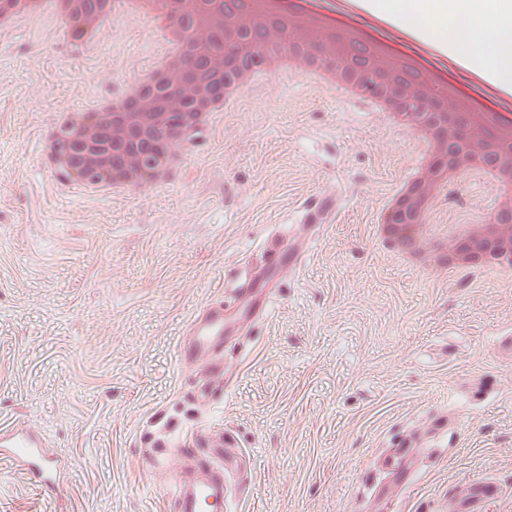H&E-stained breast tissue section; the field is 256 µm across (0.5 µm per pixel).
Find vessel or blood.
I'll return each mask as SVG.
<instances>
[{
    "label": "vessel or blood",
    "instance_id": "vessel-or-blood-1",
    "mask_svg": "<svg viewBox=\"0 0 512 512\" xmlns=\"http://www.w3.org/2000/svg\"><path fill=\"white\" fill-rule=\"evenodd\" d=\"M260 270L246 268L236 278L231 290L237 300L248 301V311L260 317L267 311L269 289H257ZM189 340L179 348L182 364H192L198 358L224 347V306L212 303L201 309L191 320ZM235 439L219 432L208 438L194 433L183 437L179 444L180 460H193L202 471L199 479L186 477L177 471L171 494L172 512H202L204 505L229 508L234 480L244 470L242 455L236 454ZM0 460L27 467L37 491L48 492L61 488L64 468L62 463L44 450L43 440L28 427L10 422L0 424ZM503 488L499 482L477 477L469 483L468 495L457 504V512H487L490 504L501 499Z\"/></svg>",
    "mask_w": 512,
    "mask_h": 512
}]
</instances>
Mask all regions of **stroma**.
Listing matches in <instances>:
<instances>
[{
  "label": "stroma",
  "mask_w": 512,
  "mask_h": 512,
  "mask_svg": "<svg viewBox=\"0 0 512 512\" xmlns=\"http://www.w3.org/2000/svg\"><path fill=\"white\" fill-rule=\"evenodd\" d=\"M157 49L150 22L121 13L89 50L51 11L0 35V422H27L67 465L43 497L0 462V512H170L147 459L209 424L249 459L243 512H455L481 475L505 490L489 512H512V265L409 268L379 237L420 158L404 129L305 77L262 75L161 186L88 196L58 175L43 151L57 119ZM323 195L332 221L314 236L304 217ZM497 206L467 176L434 220L486 224ZM277 235L305 261L275 266L267 317L224 349L233 370L182 366L192 316ZM398 443L409 490L379 468Z\"/></svg>",
  "instance_id": "1"
}]
</instances>
